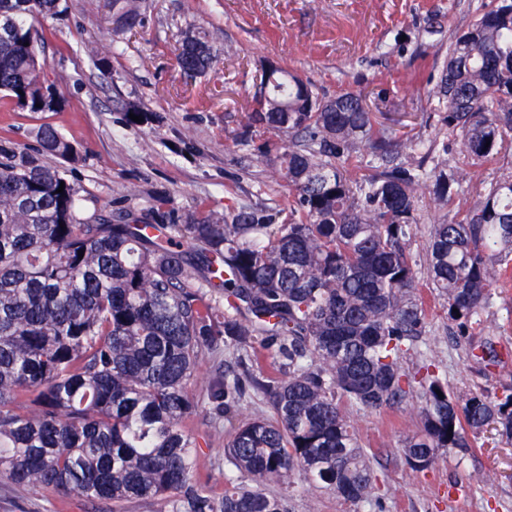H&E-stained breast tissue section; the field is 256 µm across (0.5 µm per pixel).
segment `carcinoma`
Instances as JSON below:
<instances>
[{"mask_svg": "<svg viewBox=\"0 0 512 512\" xmlns=\"http://www.w3.org/2000/svg\"><path fill=\"white\" fill-rule=\"evenodd\" d=\"M112 10L125 29L141 22L137 0H112ZM62 13V0H0V91L23 110L57 105L26 43ZM176 58L192 76L217 55L189 29ZM429 98L473 163L500 158L512 143V0L448 43ZM126 113L143 118L126 119L131 128L156 120L137 104ZM262 135L263 156L292 191L286 211L179 214L156 194L148 221L81 219L79 189L60 168L0 161V478L118 509L151 498L156 512H289L267 485L298 472L369 503L376 475L346 406L398 407L416 389L422 428L403 446L411 469L430 468L440 448L468 453L469 435L489 425L512 440V387L461 402L434 364L403 366L429 332L421 271L467 358L481 369L506 364L484 315L512 266V170L429 226L420 271L407 252L420 192L446 207L464 180L448 169L447 142L430 146L427 168L414 140L375 126L362 94L327 99L280 66L260 81L234 144ZM39 141L76 160L53 127ZM362 148L367 160L350 168ZM227 347L242 372L217 369L214 416L231 420L249 391L271 415L233 427L224 458L239 476L215 493L195 479L187 385L202 357Z\"/></svg>", "mask_w": 512, "mask_h": 512, "instance_id": "obj_1", "label": "carcinoma"}]
</instances>
